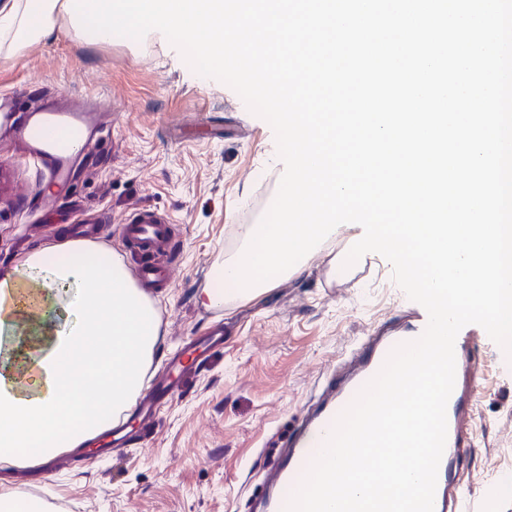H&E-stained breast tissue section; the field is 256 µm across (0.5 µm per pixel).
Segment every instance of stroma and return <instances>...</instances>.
<instances>
[{"instance_id":"1","label":"stroma","mask_w":512,"mask_h":512,"mask_svg":"<svg viewBox=\"0 0 512 512\" xmlns=\"http://www.w3.org/2000/svg\"><path fill=\"white\" fill-rule=\"evenodd\" d=\"M61 93L95 102L109 133L98 165L60 188L14 129L33 102ZM1 95L12 121L0 123V268L71 237L80 219L99 226L103 248L122 250L120 225L148 207L176 233L173 286L149 293L163 333L151 370L202 331L224 332L223 348L190 374L143 446L94 455L89 467L61 453L23 489L50 512H260L289 429L327 381L350 372L358 338L402 334L424 307L383 256L332 275L323 250L255 300L200 304L239 244V225L259 223L271 205L284 166L267 154L271 126L229 86L198 75L163 34L100 45L61 32L23 56L0 54ZM473 354L482 372L458 478L476 512H512V363L481 328Z\"/></svg>"}]
</instances>
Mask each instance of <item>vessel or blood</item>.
Here are the masks:
<instances>
[{
	"label": "vessel or blood",
	"mask_w": 512,
	"mask_h": 512,
	"mask_svg": "<svg viewBox=\"0 0 512 512\" xmlns=\"http://www.w3.org/2000/svg\"><path fill=\"white\" fill-rule=\"evenodd\" d=\"M37 116L39 127L24 125L21 138L29 155L48 172L52 180L68 178L80 162L98 148L99 118L92 105L74 100L60 106L40 103L30 108ZM135 280L147 288H159L172 281L173 263L170 259L173 231L171 224L152 210L131 213L121 227ZM469 332H459L455 342L456 378L458 380L447 404V442L440 461L435 493L434 512H469L470 492L456 479V465L465 456L470 443L462 429L465 413L462 380L477 382L479 367L469 350ZM390 352L389 339L370 336L359 341L353 356L358 363L355 375L331 391V399L314 417L302 421L299 432L290 444L285 463L276 465L275 475L280 488H287L294 477L309 468L329 436L343 407L359 393ZM182 368L171 363L167 379H154L132 406L131 414L152 420L159 404L176 389V379Z\"/></svg>",
	"instance_id": "obj_1"
}]
</instances>
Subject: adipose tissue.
Instances as JSON below:
<instances>
[{"label": "adipose tissue", "instance_id": "adipose-tissue-1", "mask_svg": "<svg viewBox=\"0 0 512 512\" xmlns=\"http://www.w3.org/2000/svg\"><path fill=\"white\" fill-rule=\"evenodd\" d=\"M160 336L123 255L92 240L59 241L0 272V463L44 464L100 435L134 402Z\"/></svg>", "mask_w": 512, "mask_h": 512}]
</instances>
